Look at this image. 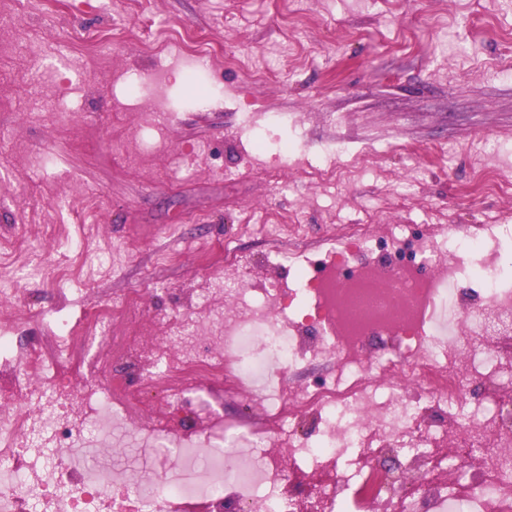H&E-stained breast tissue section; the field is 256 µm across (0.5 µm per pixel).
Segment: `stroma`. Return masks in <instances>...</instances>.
<instances>
[{"instance_id": "35a3bbf8", "label": "stroma", "mask_w": 512, "mask_h": 512, "mask_svg": "<svg viewBox=\"0 0 512 512\" xmlns=\"http://www.w3.org/2000/svg\"><path fill=\"white\" fill-rule=\"evenodd\" d=\"M0 11L12 17L0 30V277L18 272L19 250L46 224L64 229L45 244L49 263L82 245L108 254L62 293L24 281L0 329L48 336L50 314L75 321L137 288L141 339L162 335L176 306L209 335L213 315L235 314L224 299L202 301L206 279L224 272L213 242L238 238L251 278L274 275L259 260L264 238L240 231L248 212L296 213L315 242L339 224H512V195L475 186L481 169L512 179V0H146L139 11L128 0H26L19 11L0 0ZM187 23L223 45L217 92L201 105L166 39ZM88 27L110 31L112 48L86 56L83 82L35 79L39 58ZM265 65L277 80H255ZM130 74L148 81L135 102L114 94ZM271 112L300 121L284 194L267 178L273 160L252 149ZM146 120L161 129L154 151L116 155L114 140ZM83 194L104 211L81 227L55 201ZM115 442L83 432L77 465L151 467L138 435Z\"/></svg>"}]
</instances>
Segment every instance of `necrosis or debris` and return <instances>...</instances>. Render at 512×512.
<instances>
[{"label": "necrosis or debris", "instance_id": "1", "mask_svg": "<svg viewBox=\"0 0 512 512\" xmlns=\"http://www.w3.org/2000/svg\"><path fill=\"white\" fill-rule=\"evenodd\" d=\"M177 45L199 89L223 48L188 25ZM262 234L275 276L259 285L219 244L210 291L237 314L217 338L178 311L153 347L117 335L133 291L86 311L90 355L61 314L46 344L0 335V512H512V224L439 240L341 224L320 276L297 215ZM312 364L323 377L294 381ZM230 402L245 409L225 422ZM147 403L150 471L78 469L82 428L125 431Z\"/></svg>", "mask_w": 512, "mask_h": 512}]
</instances>
